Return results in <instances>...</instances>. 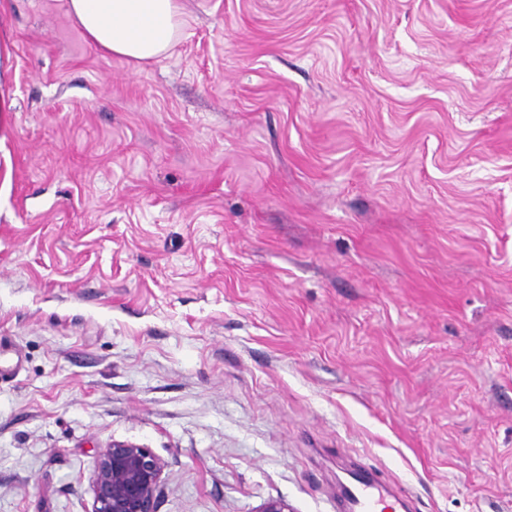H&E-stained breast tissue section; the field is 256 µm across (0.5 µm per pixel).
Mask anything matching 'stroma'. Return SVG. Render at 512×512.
<instances>
[{
  "label": "stroma",
  "instance_id": "obj_1",
  "mask_svg": "<svg viewBox=\"0 0 512 512\" xmlns=\"http://www.w3.org/2000/svg\"><path fill=\"white\" fill-rule=\"evenodd\" d=\"M168 52L0 0V512H512V0H180ZM164 465L148 448L112 442L99 452L89 512H157ZM350 477L351 482L340 484L338 498L341 504L336 512H396L388 498H392L401 509L404 508V499L392 493L387 486L377 483L371 472H350Z\"/></svg>",
  "mask_w": 512,
  "mask_h": 512
}]
</instances>
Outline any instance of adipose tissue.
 <instances>
[{
    "mask_svg": "<svg viewBox=\"0 0 512 512\" xmlns=\"http://www.w3.org/2000/svg\"><path fill=\"white\" fill-rule=\"evenodd\" d=\"M68 13L88 43L131 62L158 59L177 31V0H67Z\"/></svg>",
    "mask_w": 512,
    "mask_h": 512,
    "instance_id": "ef3b65f1",
    "label": "adipose tissue"
}]
</instances>
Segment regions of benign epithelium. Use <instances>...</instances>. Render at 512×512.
Returning a JSON list of instances; mask_svg holds the SVG:
<instances>
[{
    "mask_svg": "<svg viewBox=\"0 0 512 512\" xmlns=\"http://www.w3.org/2000/svg\"><path fill=\"white\" fill-rule=\"evenodd\" d=\"M163 469L149 449L112 443L96 460L90 481L91 512H157Z\"/></svg>",
    "mask_w": 512,
    "mask_h": 512,
    "instance_id": "obj_1",
    "label": "benign epithelium"
}]
</instances>
